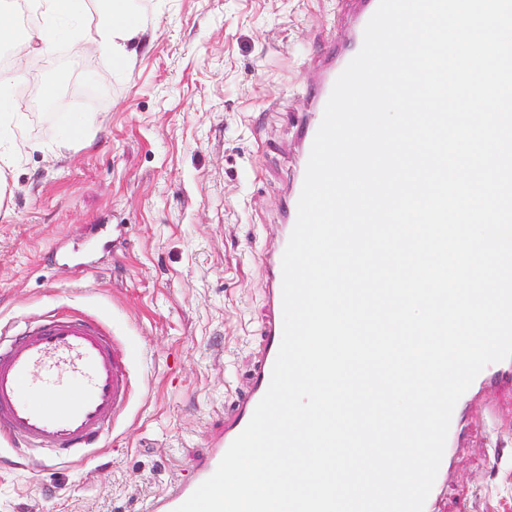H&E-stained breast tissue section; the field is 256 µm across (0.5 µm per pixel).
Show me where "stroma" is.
Listing matches in <instances>:
<instances>
[{
	"instance_id": "1",
	"label": "stroma",
	"mask_w": 512,
	"mask_h": 512,
	"mask_svg": "<svg viewBox=\"0 0 512 512\" xmlns=\"http://www.w3.org/2000/svg\"><path fill=\"white\" fill-rule=\"evenodd\" d=\"M131 59L65 42L17 112L0 196V337L48 314L124 349L126 408L77 462L0 438V512H147L190 480L262 350L263 257L298 164L304 85L346 0H130ZM461 459L446 512H512V422Z\"/></svg>"
}]
</instances>
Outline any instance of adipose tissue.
<instances>
[{
    "instance_id": "ef3b65f1",
    "label": "adipose tissue",
    "mask_w": 512,
    "mask_h": 512,
    "mask_svg": "<svg viewBox=\"0 0 512 512\" xmlns=\"http://www.w3.org/2000/svg\"><path fill=\"white\" fill-rule=\"evenodd\" d=\"M128 0H102L95 23L86 18V0H44L41 22L37 28L18 30L0 20V44L10 45L14 64L0 73V135L8 133L14 118V100L9 94L11 82L22 78L29 53L47 54L62 38H70L80 52L100 51L115 60L126 59L138 28L128 11Z\"/></svg>"
}]
</instances>
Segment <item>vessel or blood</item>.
<instances>
[{
    "mask_svg": "<svg viewBox=\"0 0 512 512\" xmlns=\"http://www.w3.org/2000/svg\"><path fill=\"white\" fill-rule=\"evenodd\" d=\"M356 2L357 10L334 56L308 87L311 102L301 122L302 158H309L335 81L360 51L365 27L378 6V0ZM305 173V167H298L279 239L264 255L267 314L262 326V356L252 385L235 412L225 419L223 430L211 439L204 455L193 459V482L169 488L151 502L150 512H174L199 483L215 472L270 385L283 334L282 257L296 223ZM129 384L126 360L99 323L72 316L34 321L14 340L0 343V434L52 451L60 459L79 457L109 431L127 399ZM462 400L490 414L503 408L501 390L485 370L474 379ZM461 424L460 412H453L444 455L424 512H445L442 494L448 485L458 482L456 462L473 448Z\"/></svg>",
    "mask_w": 512,
    "mask_h": 512,
    "instance_id": "obj_1",
    "label": "vessel or blood"
}]
</instances>
